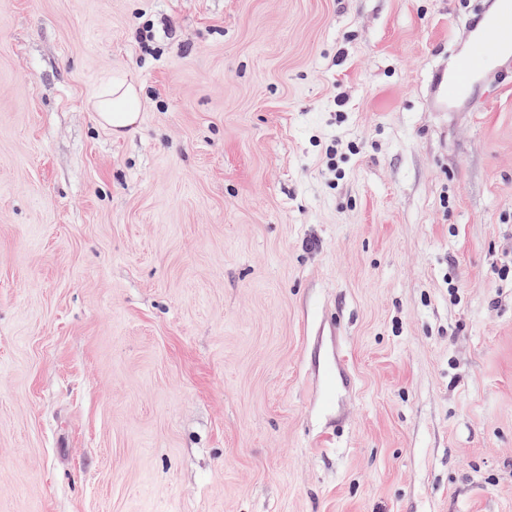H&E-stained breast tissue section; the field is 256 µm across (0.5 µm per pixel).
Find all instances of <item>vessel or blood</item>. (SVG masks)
I'll list each match as a JSON object with an SVG mask.
<instances>
[{
  "label": "vessel or blood",
  "instance_id": "vessel-or-blood-1",
  "mask_svg": "<svg viewBox=\"0 0 512 512\" xmlns=\"http://www.w3.org/2000/svg\"><path fill=\"white\" fill-rule=\"evenodd\" d=\"M496 63L512 64V0H497L496 9L472 34L469 52L456 59L448 76L438 77L441 104L465 97L474 76Z\"/></svg>",
  "mask_w": 512,
  "mask_h": 512
}]
</instances>
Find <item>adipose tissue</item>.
Returning a JSON list of instances; mask_svg holds the SVG:
<instances>
[{
    "label": "adipose tissue",
    "instance_id": "obj_1",
    "mask_svg": "<svg viewBox=\"0 0 512 512\" xmlns=\"http://www.w3.org/2000/svg\"><path fill=\"white\" fill-rule=\"evenodd\" d=\"M140 106L139 87L124 78L106 83L92 99L100 123L118 135L138 122Z\"/></svg>",
    "mask_w": 512,
    "mask_h": 512
}]
</instances>
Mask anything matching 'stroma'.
<instances>
[{
	"label": "stroma",
	"instance_id": "obj_1",
	"mask_svg": "<svg viewBox=\"0 0 512 512\" xmlns=\"http://www.w3.org/2000/svg\"><path fill=\"white\" fill-rule=\"evenodd\" d=\"M487 8L0 0V512H512ZM496 1V9L485 16L480 29L472 34L469 52L456 59L446 78L444 74L438 77L442 107L465 97L474 76L484 67L496 63L505 67L511 64L512 1ZM92 108L100 123L114 134L134 126L140 115V88L129 79L106 83L92 99Z\"/></svg>",
	"mask_w": 512,
	"mask_h": 512
}]
</instances>
